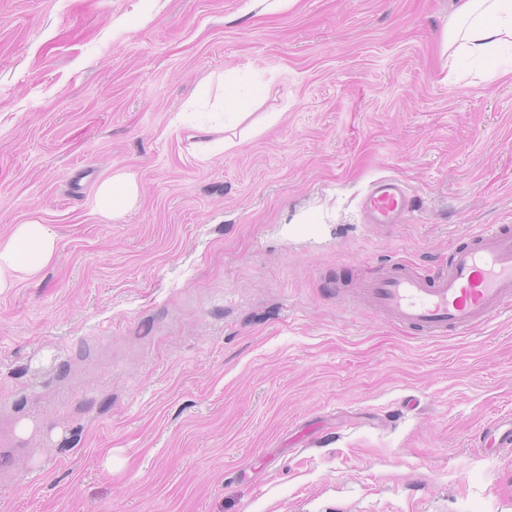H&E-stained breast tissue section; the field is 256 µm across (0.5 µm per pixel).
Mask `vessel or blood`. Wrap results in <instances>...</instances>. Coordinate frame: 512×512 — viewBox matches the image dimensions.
I'll return each mask as SVG.
<instances>
[{
    "instance_id": "obj_1",
    "label": "vessel or blood",
    "mask_w": 512,
    "mask_h": 512,
    "mask_svg": "<svg viewBox=\"0 0 512 512\" xmlns=\"http://www.w3.org/2000/svg\"><path fill=\"white\" fill-rule=\"evenodd\" d=\"M412 207L404 182L374 181L362 202L368 224L402 223ZM358 297L389 322L421 337L462 334L512 307V225L483 224L454 247L448 265L434 271L394 264L338 288Z\"/></svg>"
}]
</instances>
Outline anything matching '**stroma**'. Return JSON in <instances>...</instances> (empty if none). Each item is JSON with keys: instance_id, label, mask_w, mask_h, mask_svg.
Masks as SVG:
<instances>
[{"instance_id": "35a3bbf8", "label": "stroma", "mask_w": 512, "mask_h": 512, "mask_svg": "<svg viewBox=\"0 0 512 512\" xmlns=\"http://www.w3.org/2000/svg\"><path fill=\"white\" fill-rule=\"evenodd\" d=\"M453 4L0 0V237L58 236L0 294V512H512V311L423 339L336 296L512 224V76H449ZM219 101L202 162L172 120ZM213 113L217 115L215 124L196 127V131L202 135L200 137L202 139L196 144L199 148L197 156L202 161L208 159L214 152H224V150H228L236 145V142L230 138L206 139L209 138L208 135L224 132V112ZM138 198L139 185L136 177L131 173L117 172L96 186L93 207L104 221L112 222L132 209ZM366 224H402L412 207L404 182L397 177L374 181L362 202ZM484 434L491 436L492 441L501 447L499 449L512 451V418L491 424Z\"/></svg>"}]
</instances>
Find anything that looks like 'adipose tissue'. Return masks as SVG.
Wrapping results in <instances>:
<instances>
[{
    "instance_id": "obj_1",
    "label": "adipose tissue",
    "mask_w": 512,
    "mask_h": 512,
    "mask_svg": "<svg viewBox=\"0 0 512 512\" xmlns=\"http://www.w3.org/2000/svg\"><path fill=\"white\" fill-rule=\"evenodd\" d=\"M448 59L485 61L512 51V0H458L455 18L445 32ZM139 198L133 174L117 172L95 188L93 207L106 221L120 218ZM58 247L55 231L37 220L15 225L0 238V293L24 277L36 276L53 260Z\"/></svg>"
}]
</instances>
